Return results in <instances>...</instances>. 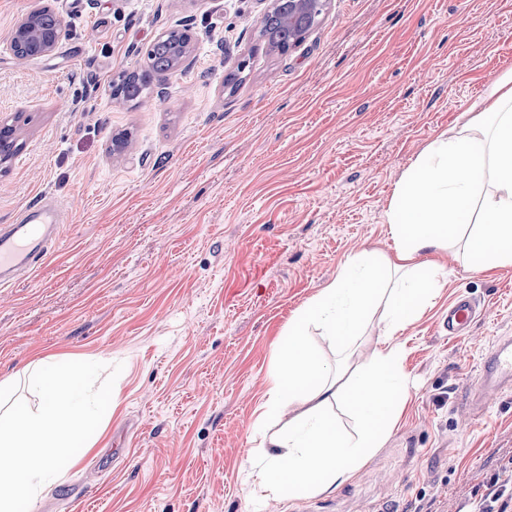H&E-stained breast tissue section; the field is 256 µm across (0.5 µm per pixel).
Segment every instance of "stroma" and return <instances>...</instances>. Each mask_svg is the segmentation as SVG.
Segmentation results:
<instances>
[{"mask_svg":"<svg viewBox=\"0 0 512 512\" xmlns=\"http://www.w3.org/2000/svg\"><path fill=\"white\" fill-rule=\"evenodd\" d=\"M46 4L65 22L57 50L16 58L15 23ZM266 7L0 0V119L22 145L0 224L45 196L63 208L45 263L0 289V379L34 407L39 356L123 366L104 437L32 512H263L249 457L280 332L349 257L389 252L403 172L512 71V0H328L283 54L259 36ZM183 26L193 56L163 96L113 103V76ZM442 283L396 337L409 384L388 440L307 506L469 512L512 459V391L472 402L483 357L512 337V267L451 259ZM463 295L482 312L451 338L440 320Z\"/></svg>","mask_w":512,"mask_h":512,"instance_id":"stroma-1","label":"stroma"}]
</instances>
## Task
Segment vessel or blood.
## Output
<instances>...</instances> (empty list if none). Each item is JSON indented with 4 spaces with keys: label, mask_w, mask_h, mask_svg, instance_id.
<instances>
[{
    "label": "vessel or blood",
    "mask_w": 512,
    "mask_h": 512,
    "mask_svg": "<svg viewBox=\"0 0 512 512\" xmlns=\"http://www.w3.org/2000/svg\"><path fill=\"white\" fill-rule=\"evenodd\" d=\"M52 200L30 206L11 224L0 225V287L13 285L21 274L37 268L52 250L57 227L45 223L48 213L57 212ZM475 316V304L462 296L449 308L442 329L451 336L468 332ZM512 389V339L496 341L486 354L478 376L477 395L504 393Z\"/></svg>",
    "instance_id": "b4317fda"
}]
</instances>
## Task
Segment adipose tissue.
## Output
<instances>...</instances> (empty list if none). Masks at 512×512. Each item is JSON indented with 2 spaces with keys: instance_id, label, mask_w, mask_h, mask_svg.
Returning <instances> with one entry per match:
<instances>
[{
  "instance_id": "1",
  "label": "adipose tissue",
  "mask_w": 512,
  "mask_h": 512,
  "mask_svg": "<svg viewBox=\"0 0 512 512\" xmlns=\"http://www.w3.org/2000/svg\"><path fill=\"white\" fill-rule=\"evenodd\" d=\"M384 220L391 253L349 258L277 341L259 417L263 504L336 490L383 445L406 390L391 340L437 297L448 251L461 253L473 272L512 266V71L421 151L397 182ZM376 315L384 328L368 366L337 371L310 344L316 328L348 355ZM339 402L354 431L332 412Z\"/></svg>"
}]
</instances>
